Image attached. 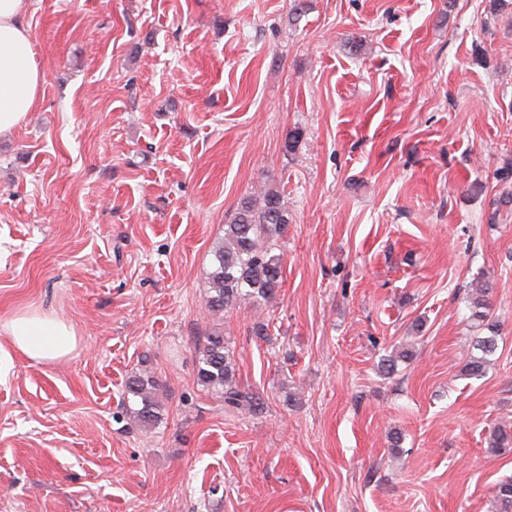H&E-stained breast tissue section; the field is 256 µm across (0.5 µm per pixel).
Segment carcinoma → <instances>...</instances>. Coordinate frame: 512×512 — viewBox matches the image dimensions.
Returning <instances> with one entry per match:
<instances>
[{
  "label": "carcinoma",
  "mask_w": 512,
  "mask_h": 512,
  "mask_svg": "<svg viewBox=\"0 0 512 512\" xmlns=\"http://www.w3.org/2000/svg\"><path fill=\"white\" fill-rule=\"evenodd\" d=\"M288 224V210L276 189L266 188L257 198L244 200L233 218L224 225V239L213 250L212 269L208 273L206 306L211 315L221 318L224 311L240 302L274 295L282 282L283 255L275 253V240ZM489 286L482 283L469 298L475 325L490 332L478 336L465 364L469 376L480 377L490 366L491 356L498 349L497 324L490 320ZM407 350L396 351L381 360L387 374L397 370V363L411 359ZM198 382L207 390L224 398L230 407L239 408L249 401L236 384V364L224 336L214 332L206 337L200 349ZM127 394L139 403L137 415L151 423L157 419L158 385L148 376L133 375L126 386ZM490 447L501 450L512 447V428L497 427L490 437ZM499 512H512V479L500 481L494 489Z\"/></svg>",
  "instance_id": "carcinoma-1"
}]
</instances>
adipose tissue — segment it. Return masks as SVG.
Returning a JSON list of instances; mask_svg holds the SVG:
<instances>
[{"label":"adipose tissue","mask_w":512,"mask_h":512,"mask_svg":"<svg viewBox=\"0 0 512 512\" xmlns=\"http://www.w3.org/2000/svg\"><path fill=\"white\" fill-rule=\"evenodd\" d=\"M29 0H0V135L9 134L34 111L44 75L24 22ZM12 344L29 360L55 362L77 347L73 328L46 313H25L7 325Z\"/></svg>","instance_id":"obj_1"}]
</instances>
